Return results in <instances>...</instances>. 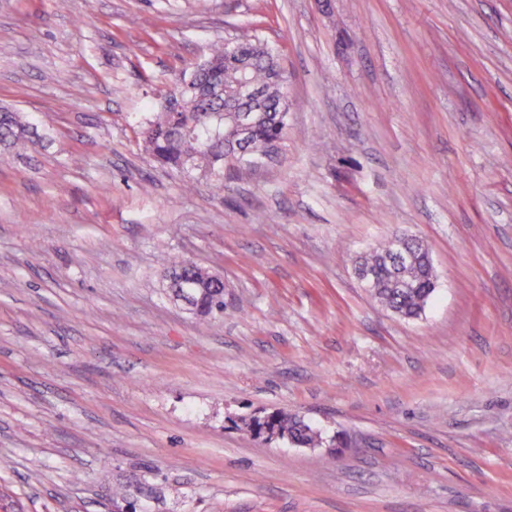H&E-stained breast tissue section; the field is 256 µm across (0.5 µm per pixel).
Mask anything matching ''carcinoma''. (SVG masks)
I'll use <instances>...</instances> for the list:
<instances>
[{"mask_svg":"<svg viewBox=\"0 0 512 512\" xmlns=\"http://www.w3.org/2000/svg\"><path fill=\"white\" fill-rule=\"evenodd\" d=\"M237 46L247 61L244 70L225 62L224 43L212 44L208 62L219 71L213 77L209 69L201 70L192 64L186 68L182 82L169 92L180 98L183 129L173 126L174 115L162 107L148 127L141 132L144 150L154 158L176 168H183V160L192 159L204 170L223 158L228 171L238 168L239 156L233 136L234 113L224 106L243 109L250 103L241 98L239 84L249 80L258 87L268 109L267 119L258 125L248 142V148L260 154L270 150L272 143L284 137L288 112L284 111L287 87L280 80L281 67L275 49L263 38L244 34ZM30 134V126L20 113L0 112V150L10 152L22 144ZM394 242L372 250L356 259V267L375 275L371 292L381 303L404 318L419 316L435 289L429 251L411 246V252L397 264L392 262ZM172 274L190 282L196 288V315L207 320L224 313V289L211 279V272L190 262H181ZM276 427L281 433L299 442L301 447H316L320 434L296 416L278 411L270 421L264 417L253 420L243 431L258 436L264 425Z\"/></svg>","mask_w":512,"mask_h":512,"instance_id":"1","label":"carcinoma"}]
</instances>
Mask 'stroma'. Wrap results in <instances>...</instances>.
<instances>
[{
    "label": "stroma",
    "instance_id": "1",
    "mask_svg": "<svg viewBox=\"0 0 512 512\" xmlns=\"http://www.w3.org/2000/svg\"><path fill=\"white\" fill-rule=\"evenodd\" d=\"M246 30L288 127L219 191L138 132ZM1 106L37 136L0 154V512H512V0H0ZM397 236L414 319L354 271ZM273 411L322 445L240 430ZM395 237L387 245L360 255L358 269L375 275L370 288L374 297L404 318L418 317L435 289L432 262L428 249L412 245L411 252L400 263L392 262ZM408 238L397 241L402 250ZM211 272L190 262H181L174 267L171 275L190 282L196 289V315L207 320L224 313V288L211 279Z\"/></svg>",
    "mask_w": 512,
    "mask_h": 512
}]
</instances>
